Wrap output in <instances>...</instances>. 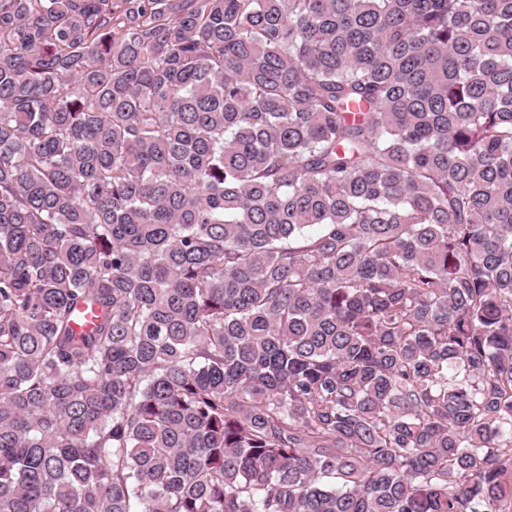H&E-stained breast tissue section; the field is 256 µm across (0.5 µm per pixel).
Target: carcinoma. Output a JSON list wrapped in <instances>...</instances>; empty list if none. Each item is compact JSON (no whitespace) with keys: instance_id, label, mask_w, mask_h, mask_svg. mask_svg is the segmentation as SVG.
I'll return each mask as SVG.
<instances>
[{"instance_id":"obj_1","label":"carcinoma","mask_w":512,"mask_h":512,"mask_svg":"<svg viewBox=\"0 0 512 512\" xmlns=\"http://www.w3.org/2000/svg\"><path fill=\"white\" fill-rule=\"evenodd\" d=\"M512 0H0V512H502Z\"/></svg>"}]
</instances>
